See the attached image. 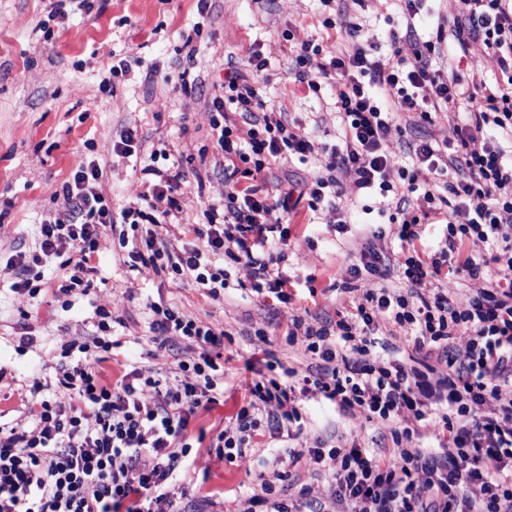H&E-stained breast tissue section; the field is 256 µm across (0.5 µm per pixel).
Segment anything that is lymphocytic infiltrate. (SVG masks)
I'll list each match as a JSON object with an SVG mask.
<instances>
[{"mask_svg":"<svg viewBox=\"0 0 512 512\" xmlns=\"http://www.w3.org/2000/svg\"><path fill=\"white\" fill-rule=\"evenodd\" d=\"M404 2L409 19L404 33H390L389 52L367 24L357 23L348 31L356 43L352 54L316 65L312 59L321 50L305 43L293 61L296 82L311 92L333 80L343 85L336 102L342 133L327 150L325 171L283 184L276 196L263 195L258 178L277 160L305 161L314 149L312 132L288 123L265 101L254 80L266 66L259 52L243 63L228 60L211 100L218 114L212 132L224 158V203L204 210L206 228H193L192 240L178 247L153 230L179 221L187 175L160 168L169 153L152 154L143 167L142 207L117 216L99 190V165L82 162L61 186L66 218L41 224L35 251L9 259L19 271L12 288L30 291L43 279L41 266L56 259L71 271L69 290H86L83 275L99 233L118 219L148 227L128 253L131 266L193 274L215 297L229 286L227 274L214 267L224 256L248 269L258 296L287 303L289 280L272 257L288 244L280 213L303 199L311 210H336L346 182L378 191L379 214L397 226L405 287L365 289L350 317L319 327L290 315L288 340L320 360L317 375L298 383L289 368L282 378L248 384L233 429L221 430L211 446L219 456L227 450L245 455L257 449L262 426L301 421V399L317 394L339 411L393 427L394 446L383 455L357 438L347 447L289 455L291 464L328 475L335 512H512V396L502 392L512 384V0H459L431 40L422 39L414 23L424 0ZM404 39L415 47L411 68L399 48ZM474 41L498 57L502 80L492 87L459 78ZM445 108L462 118L446 145L420 140L407 166L391 155L387 137L395 122L411 112L428 123ZM234 113L240 122L231 121ZM424 169L432 181L420 182ZM415 192L422 205L412 202ZM439 217L448 226L444 245L417 250L422 224ZM487 249L493 252L488 259ZM491 262L494 278L485 287L450 295L430 285L451 274L476 283ZM149 309L157 340L177 339L193 351L179 361V376L168 381L135 369L107 382L101 363L112 347V327L99 321L52 391L34 385L30 396L40 410L32 423L0 428V512H186L165 487L189 468L191 420L224 392V366L215 356L224 330L170 307ZM378 316L431 358L426 370L371 357ZM426 419L436 447H411L416 423Z\"/></svg>","mask_w":512,"mask_h":512,"instance_id":"f902f5d3","label":"lymphocytic infiltrate"}]
</instances>
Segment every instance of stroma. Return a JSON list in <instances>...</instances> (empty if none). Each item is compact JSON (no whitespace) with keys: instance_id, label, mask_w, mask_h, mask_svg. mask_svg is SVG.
<instances>
[{"instance_id":"stroma-1","label":"stroma","mask_w":512,"mask_h":512,"mask_svg":"<svg viewBox=\"0 0 512 512\" xmlns=\"http://www.w3.org/2000/svg\"><path fill=\"white\" fill-rule=\"evenodd\" d=\"M55 0H0V422L22 426L37 410L26 403L33 381L56 385L64 362L62 353L73 342L90 340L97 309L114 311L115 346L103 364L108 381L133 368L157 377L178 375L185 358L184 343L152 341L149 304L170 306L223 326L226 336L224 402L192 420L188 433L206 443L228 426L243 402L241 382L246 372L278 378L283 368L304 376L318 362L301 343H289L288 318L296 314L308 323L336 322L350 315L353 296L342 286L353 262V244H372L389 251L396 244L389 224L374 211L372 197L345 184L337 204L352 222L338 229L337 213L317 212L300 205L288 215V247L282 268L291 281L290 303L257 298L250 289L229 288L218 297L205 296L192 275L173 277L153 268L128 266V251L118 232L103 230L97 240L88 291L59 294L67 272L59 265L44 271L48 287L37 296L15 292L16 274L6 260L32 249L43 220L63 217L62 199L54 192L72 177L82 161H96L103 170L101 188L113 209L140 206L145 189L141 168L151 152L182 157L187 172L201 175L203 187L187 188L181 198V225H159V237H177L182 224L203 225L204 210L224 201V176L212 137L210 104L213 87L224 79L227 59L246 61L259 52L267 67L258 82L267 101L289 121L313 129L316 143L334 144L342 131L336 100L341 84L307 92L295 82L289 65L301 44L322 46L324 54H351L355 44L347 32L352 23L370 24L381 37L402 29L399 0H339L325 11L320 0H208L199 12L198 0H68L63 13ZM331 26H324V18ZM135 49L141 62L126 73L111 67ZM190 70L192 88L177 86V76ZM458 75L463 83L495 84L501 72L494 52L471 43ZM459 121L455 110L433 114L430 123L413 131L391 128L388 146L404 159L407 142L424 138L441 143ZM138 130L141 144L128 158L113 155L112 143L122 131ZM382 237H373L374 229ZM265 333V347L278 363L252 361L256 330ZM28 346H21V338ZM373 357L400 360L422 367L427 358L401 331L378 321ZM303 430H264L260 451L245 458H218L203 446L192 449L191 466L169 486L174 498L209 502L212 512H256L253 501L263 485L273 487V499L308 506L329 503L327 479L288 463L289 451L307 452L319 443L360 431L367 448L380 453L392 446L389 425L363 415L340 412L322 398L304 401Z\"/></svg>"}]
</instances>
